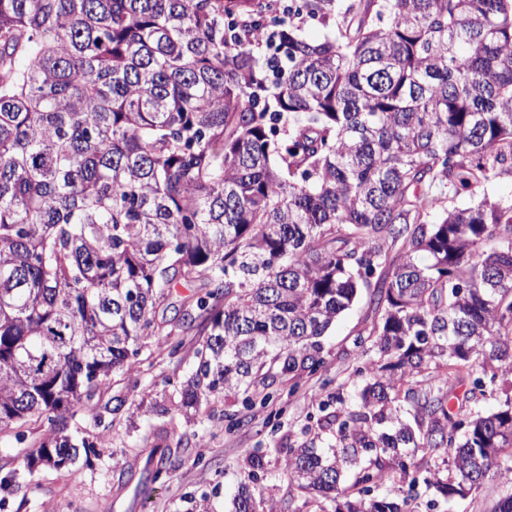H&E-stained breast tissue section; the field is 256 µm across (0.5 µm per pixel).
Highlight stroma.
I'll list each match as a JSON object with an SVG mask.
<instances>
[{
  "label": "stroma",
  "mask_w": 512,
  "mask_h": 512,
  "mask_svg": "<svg viewBox=\"0 0 512 512\" xmlns=\"http://www.w3.org/2000/svg\"><path fill=\"white\" fill-rule=\"evenodd\" d=\"M370 319L364 292L324 336L320 373L304 378L295 389L288 381H277L263 408L250 410L221 396L212 398L191 422L169 402L195 367L197 327L186 325L181 331L184 347L176 357L147 349L141 364L113 387L117 394L133 388L147 393L155 411L117 423L100 406L79 411L73 431L92 443L89 462H78L67 472L41 468L28 477L27 487L0 490V512H43L47 504L56 512H187L189 500L203 496L209 512H229L240 461L249 448L265 457L260 484L277 486L279 495L287 496L283 450L317 432L320 405L330 392L351 395L352 371L359 363L353 340ZM228 409L235 411L239 425L228 426ZM160 463L166 470L157 479L153 473Z\"/></svg>",
  "instance_id": "obj_1"
}]
</instances>
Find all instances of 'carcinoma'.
<instances>
[{
    "mask_svg": "<svg viewBox=\"0 0 512 512\" xmlns=\"http://www.w3.org/2000/svg\"><path fill=\"white\" fill-rule=\"evenodd\" d=\"M285 2L0 0V440L48 424L0 489L70 470L78 412L181 351L177 285L202 292L180 412L317 374L370 288L353 402L285 449L289 483L312 512H417L421 483L497 477L512 512V201L433 213L512 173V0H354L342 28L339 0ZM263 468L245 451L232 512H289Z\"/></svg>",
    "mask_w": 512,
    "mask_h": 512,
    "instance_id": "cac0c4a2",
    "label": "carcinoma"
}]
</instances>
